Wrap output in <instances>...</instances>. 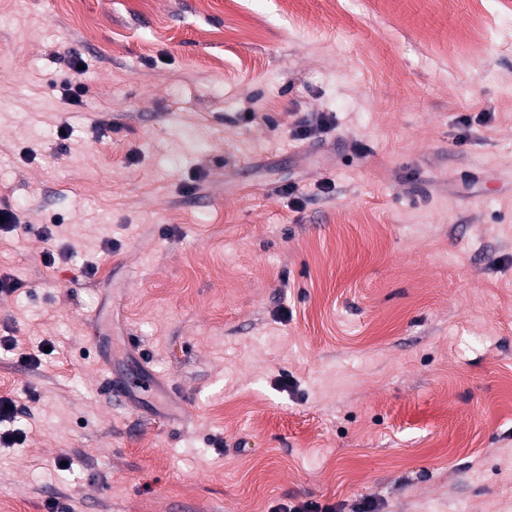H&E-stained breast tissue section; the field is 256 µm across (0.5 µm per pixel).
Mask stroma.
<instances>
[{"label": "stroma", "mask_w": 512, "mask_h": 512, "mask_svg": "<svg viewBox=\"0 0 512 512\" xmlns=\"http://www.w3.org/2000/svg\"><path fill=\"white\" fill-rule=\"evenodd\" d=\"M348 8L0 0V512H512V42Z\"/></svg>", "instance_id": "1"}]
</instances>
